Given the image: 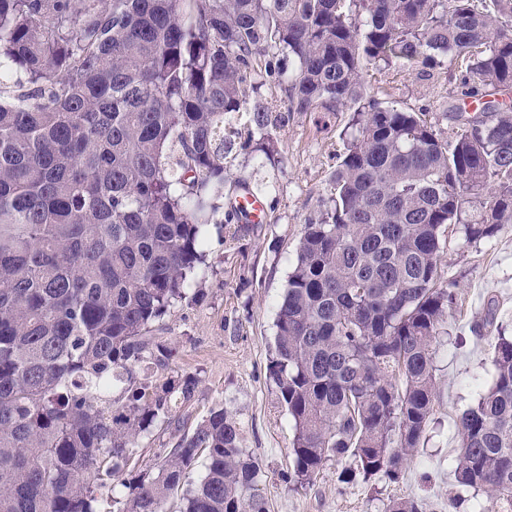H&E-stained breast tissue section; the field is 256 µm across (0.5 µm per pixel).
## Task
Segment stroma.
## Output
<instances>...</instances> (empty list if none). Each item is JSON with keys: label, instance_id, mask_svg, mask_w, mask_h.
I'll use <instances>...</instances> for the list:
<instances>
[{"label": "stroma", "instance_id": "35a3bbf8", "mask_svg": "<svg viewBox=\"0 0 512 512\" xmlns=\"http://www.w3.org/2000/svg\"><path fill=\"white\" fill-rule=\"evenodd\" d=\"M461 79L453 66L430 70L412 63L375 72L368 87L382 100L428 113L449 132L455 123L445 107L459 99ZM348 121L345 112H292L277 132L279 164L237 153L224 195L235 197L244 183L264 187L267 219L236 240L233 225L207 227L204 273L198 278L204 300L183 301L154 328L155 336L177 349L170 372L196 374L199 384L178 411L179 428L160 423L140 440L135 468L153 469L178 431L191 430L221 405L239 422L243 446L261 468L258 489L269 512H385L394 498L421 500L424 512H476L487 497L454 479L455 422L490 384L499 334L512 336V224L478 243L468 242L458 227L448 234L443 257L454 300L447 332L433 345L434 412L403 480L343 483L341 467L333 462L306 488L288 480L293 430L269 384L267 364L296 245L330 194ZM490 302L496 307L494 324L479 328Z\"/></svg>", "mask_w": 512, "mask_h": 512}]
</instances>
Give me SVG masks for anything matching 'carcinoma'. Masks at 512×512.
<instances>
[{
    "label": "carcinoma",
    "mask_w": 512,
    "mask_h": 512,
    "mask_svg": "<svg viewBox=\"0 0 512 512\" xmlns=\"http://www.w3.org/2000/svg\"><path fill=\"white\" fill-rule=\"evenodd\" d=\"M414 62L465 66L479 104L449 107L450 137L366 91L371 71ZM1 73L0 512H167L174 496L179 512H268L222 406L155 472L122 474L155 424L180 430L199 380L152 379L176 354L152 331L203 298L205 227L247 228L220 193L226 159L276 163L284 111L350 113L267 367L293 427L288 478L350 457L340 481L399 482L433 413L443 237L512 223V0H0ZM493 366L456 420L454 474L511 503L512 337Z\"/></svg>",
    "instance_id": "carcinoma-1"
}]
</instances>
